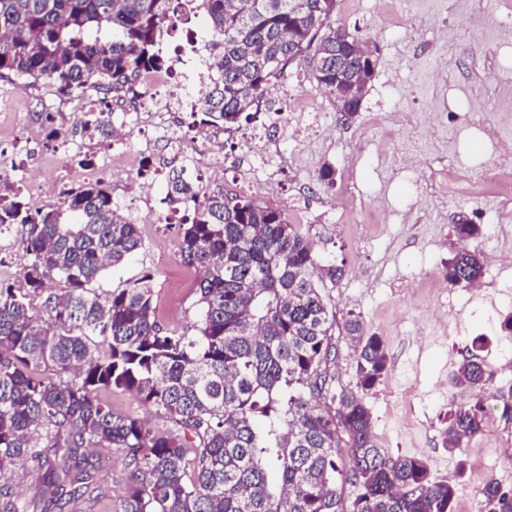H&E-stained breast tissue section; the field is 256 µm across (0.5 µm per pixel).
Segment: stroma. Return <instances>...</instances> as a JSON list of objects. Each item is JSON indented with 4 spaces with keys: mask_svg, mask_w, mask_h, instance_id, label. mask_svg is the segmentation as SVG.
<instances>
[{
    "mask_svg": "<svg viewBox=\"0 0 512 512\" xmlns=\"http://www.w3.org/2000/svg\"><path fill=\"white\" fill-rule=\"evenodd\" d=\"M507 13L512 14V0H336L334 25L378 52L371 89L358 115L346 123L311 78L306 59L290 63L270 101L288 114L299 107L324 113L333 133L311 130L301 139L281 138L272 188L260 184L251 192L291 223L310 225L324 259L344 263V276L326 290L336 320L361 316L390 357L387 376L366 397L377 444L391 456L423 458L434 476L456 483V512H478L476 492L487 478L512 488V459L495 454L499 445L512 443V420L491 410L485 434L452 453L441 436L449 408L471 398L452 384L451 374L474 338L484 337L482 356L493 373L485 398L512 387V332L501 328L512 313V266L497 261L498 253L512 251V234H495L484 214L487 206L512 196V183L497 177V151L482 124L462 125L457 119L470 104L492 118L512 101V35L487 43L479 28ZM37 105L36 89L21 94L13 82L0 79V165L13 187L35 178L49 201L55 190L75 183L78 171L70 160L75 149L100 158L111 149L83 139L77 126L63 140L29 138ZM436 109L457 128L454 153L446 151L447 131L427 124ZM412 138L422 145L416 166L396 169ZM152 161L162 174L151 208L132 191L114 196L136 220L144 247L96 286L108 291L152 273L160 322L189 334L199 274L180 260L179 224L156 223L154 212L162 207L166 173L180 170L191 180L196 172L161 143L154 146ZM452 164L483 174L456 198L448 194ZM325 166L334 171V184L320 180ZM459 207L483 227L478 246L486 258L484 288L476 295L467 287L441 290L433 278L454 249L450 216ZM98 398L155 431L175 429L169 417L129 392L103 390ZM95 454L98 489L70 503L68 512L120 510L126 495L124 456L112 448Z\"/></svg>",
    "mask_w": 512,
    "mask_h": 512,
    "instance_id": "stroma-1",
    "label": "stroma"
}]
</instances>
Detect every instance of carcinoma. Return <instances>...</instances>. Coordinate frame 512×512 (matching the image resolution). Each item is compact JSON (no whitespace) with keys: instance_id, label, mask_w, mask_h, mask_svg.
<instances>
[{"instance_id":"1","label":"carcinoma","mask_w":512,"mask_h":512,"mask_svg":"<svg viewBox=\"0 0 512 512\" xmlns=\"http://www.w3.org/2000/svg\"><path fill=\"white\" fill-rule=\"evenodd\" d=\"M175 0H0V79L62 95L130 92L145 68L170 65L156 46L174 23ZM336 0H197L213 82L206 120L242 129L283 70L305 58L315 82L353 89L344 120L355 117L375 76L359 38L332 25ZM83 134L110 138L104 102L85 113ZM188 190L183 172L165 202ZM180 225L179 256L202 277L195 333L166 331L154 305L153 276L97 292L92 284L143 249L137 224L101 181H83L57 201L31 207L0 189V236L17 228L27 256L18 289L0 282V478L30 459L56 488L57 506L90 492L89 451L115 448L127 461L120 512H454L457 487L435 479L426 461L378 447L364 395L388 373L387 347L350 315L344 332L356 353L355 388L329 373L336 312L326 299L344 269L325 264L311 227L257 200L199 185ZM460 241L482 227L453 216ZM484 271L479 247L453 252L448 284L469 287ZM40 306H34L35 300ZM472 351L451 374L474 393L444 421V447L484 432L487 364ZM122 389L175 421L161 434L97 398ZM278 449L280 493L269 486L263 453ZM359 493L346 509L338 484ZM481 512H512V490L494 478L478 490ZM3 512H47L12 499Z\"/></svg>"}]
</instances>
